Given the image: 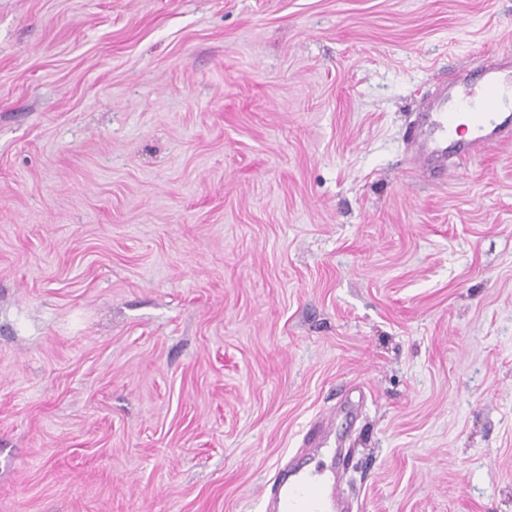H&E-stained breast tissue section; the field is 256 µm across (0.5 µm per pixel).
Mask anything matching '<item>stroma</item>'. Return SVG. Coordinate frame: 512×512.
Wrapping results in <instances>:
<instances>
[{
  "instance_id": "stroma-1",
  "label": "stroma",
  "mask_w": 512,
  "mask_h": 512,
  "mask_svg": "<svg viewBox=\"0 0 512 512\" xmlns=\"http://www.w3.org/2000/svg\"><path fill=\"white\" fill-rule=\"evenodd\" d=\"M512 0H0V512H512V142L430 176ZM335 415L321 417L306 435L309 448H326L329 463L314 469L282 468L272 484L268 512H349L343 492L345 461L329 441Z\"/></svg>"
}]
</instances>
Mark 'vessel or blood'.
Segmentation results:
<instances>
[{
  "mask_svg": "<svg viewBox=\"0 0 512 512\" xmlns=\"http://www.w3.org/2000/svg\"><path fill=\"white\" fill-rule=\"evenodd\" d=\"M479 75V90H468L451 104L442 98L431 99L426 109L433 116L434 137L413 130L410 149L414 159H431L433 172L447 171L449 156L476 158L483 155L491 142L511 141L512 122L502 113L512 109V56L499 55L485 62ZM468 119L472 135L459 140L461 119ZM334 427L333 414L321 417L308 431V447L326 449L327 465L307 469L300 465L282 468L271 488L269 512H349L343 492L345 461L329 441Z\"/></svg>",
  "mask_w": 512,
  "mask_h": 512,
  "instance_id": "vessel-or-blood-1",
  "label": "vessel or blood"
}]
</instances>
